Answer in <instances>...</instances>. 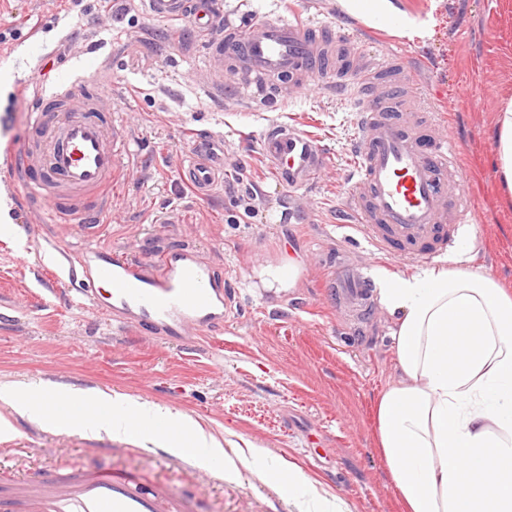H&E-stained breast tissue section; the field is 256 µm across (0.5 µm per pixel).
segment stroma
Segmentation results:
<instances>
[{
	"instance_id": "stroma-1",
	"label": "stroma",
	"mask_w": 512,
	"mask_h": 512,
	"mask_svg": "<svg viewBox=\"0 0 512 512\" xmlns=\"http://www.w3.org/2000/svg\"><path fill=\"white\" fill-rule=\"evenodd\" d=\"M230 17L247 23L287 6L324 21H349L337 0H223ZM428 31L414 40L424 80H438L448 121L461 144L463 185L473 208L463 224V249L446 256L452 269H480L512 289V203L496 179L492 118L512 96V0H406ZM0 71L10 86L0 96V158L23 145L31 98L20 82L37 78L45 93L113 62L103 112L125 113L133 126L123 193L96 240L135 259L190 246L234 288L237 316L203 336L172 340L113 325L106 299L84 301L54 276L58 249L82 245L68 229L49 233L24 211L7 170L0 202L18 231L0 235V383H51L99 388L155 402L208 422L224 439L251 442L296 465L347 505V512H399L376 448L374 405L395 380L391 319L372 305L351 324L327 282L336 252L370 262L354 231L338 224L356 110L332 94L294 102L246 105L212 96L198 83L204 39L175 21L147 18L138 0L106 6L80 0L72 12L59 0H0ZM479 106H470L471 96ZM276 121L314 133L329 165L311 190H289L263 162L260 136ZM224 141L223 186L206 200L180 194V164L189 130ZM251 171L263 200L255 209L226 194L238 172ZM262 255L277 266L294 259L297 287L263 288L247 261ZM0 442V484L56 480L72 471L122 469L144 483H167L190 497L195 512H300L268 480L216 464L176 466L137 442L57 431L21 419Z\"/></svg>"
}]
</instances>
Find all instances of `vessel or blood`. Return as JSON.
I'll return each mask as SVG.
<instances>
[{"label":"vessel or blood","instance_id":"b4317fda","mask_svg":"<svg viewBox=\"0 0 512 512\" xmlns=\"http://www.w3.org/2000/svg\"><path fill=\"white\" fill-rule=\"evenodd\" d=\"M153 19L181 21L208 37L199 69L209 93L214 64L234 73L233 91L245 103L265 101L281 84L292 98L333 94L357 108L344 208L373 258L434 262L459 249L458 226L472 208L462 185L459 145L436 110L438 93L423 95L405 44L372 51L375 31L364 23L330 24L295 14L241 24L218 0H143ZM112 76H80L35 98L32 144L11 152L8 168L24 208L44 223L70 227L86 244L65 253L62 266L87 300L110 286L112 321L147 336L181 340L223 325L236 301L224 276L191 247L142 262L91 244L112 213V186L128 165L130 127L122 115L99 112ZM260 150L276 179L294 190L313 185L327 166L320 139L288 122L268 126ZM224 179V147L200 135L191 140L182 181L208 198ZM333 283L358 311L368 308L371 281L337 254ZM0 512H193L191 501L163 485H144L111 468L71 478L60 490L26 500L0 499Z\"/></svg>","mask_w":512,"mask_h":512}]
</instances>
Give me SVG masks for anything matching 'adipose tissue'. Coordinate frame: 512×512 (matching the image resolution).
Listing matches in <instances>:
<instances>
[{
    "instance_id": "1",
    "label": "adipose tissue",
    "mask_w": 512,
    "mask_h": 512,
    "mask_svg": "<svg viewBox=\"0 0 512 512\" xmlns=\"http://www.w3.org/2000/svg\"><path fill=\"white\" fill-rule=\"evenodd\" d=\"M348 14L400 37L422 35L403 0H339ZM494 162L512 196V97L494 114ZM380 307L393 319L397 377L375 404L376 444L400 512H512V290L478 270L435 264L375 276ZM100 404L87 418L62 416L72 399ZM55 429L185 448L273 477L306 503L305 512H340L335 495L261 448L227 455L207 423L182 412L100 389L71 392L40 384H0V438L16 417ZM175 426L179 437L157 433Z\"/></svg>"
}]
</instances>
